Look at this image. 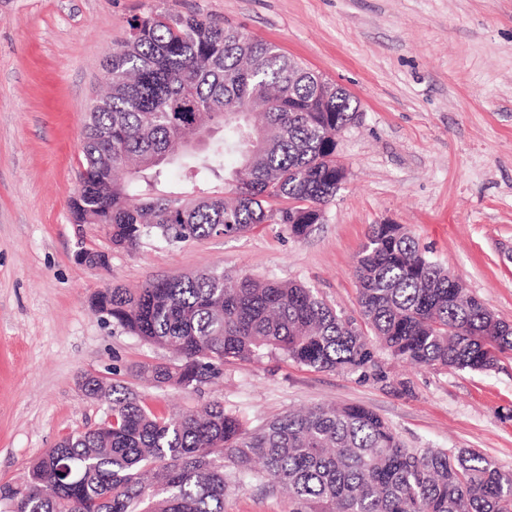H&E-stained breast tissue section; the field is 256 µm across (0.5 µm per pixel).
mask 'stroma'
<instances>
[{
  "label": "stroma",
  "mask_w": 512,
  "mask_h": 512,
  "mask_svg": "<svg viewBox=\"0 0 512 512\" xmlns=\"http://www.w3.org/2000/svg\"><path fill=\"white\" fill-rule=\"evenodd\" d=\"M232 25L276 46L358 102L336 136L348 176L297 239L262 224L236 237L113 249L100 224L73 223L88 113L130 21L157 6ZM401 224L467 292L512 323V0H0V485L106 404L83 377L121 384L158 413L222 400L249 427L316 405H359L409 448H474L512 470V359L487 373L379 359L363 381L267 355L225 362L175 390L142 379L172 362L93 312L98 290L218 270L299 281L337 312L358 311L357 254L372 224ZM106 252L108 270L80 265ZM225 512H290L281 491L231 489Z\"/></svg>",
  "instance_id": "35a3bbf8"
}]
</instances>
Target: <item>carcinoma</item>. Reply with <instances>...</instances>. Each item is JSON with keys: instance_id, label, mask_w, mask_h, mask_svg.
Wrapping results in <instances>:
<instances>
[{"instance_id": "carcinoma-1", "label": "carcinoma", "mask_w": 512, "mask_h": 512, "mask_svg": "<svg viewBox=\"0 0 512 512\" xmlns=\"http://www.w3.org/2000/svg\"><path fill=\"white\" fill-rule=\"evenodd\" d=\"M89 115L75 224H102L112 248L185 243L281 224L306 236L342 182L336 130L355 122L344 89L241 27L156 8L134 19ZM223 136L202 152L188 134ZM171 171L227 195L158 194ZM288 205L278 209L268 200ZM358 316L304 284L216 271L97 291L92 308L176 361L141 365L158 386L196 387L230 359L279 354L319 371L384 380L377 358L489 371L512 353V324L466 293L401 224H371L355 266ZM110 418L69 434L0 486V512H224L229 485L288 492L292 512H512V471L475 449L407 448L361 406L318 405L250 430L213 400L164 417L121 385L88 378Z\"/></svg>"}]
</instances>
